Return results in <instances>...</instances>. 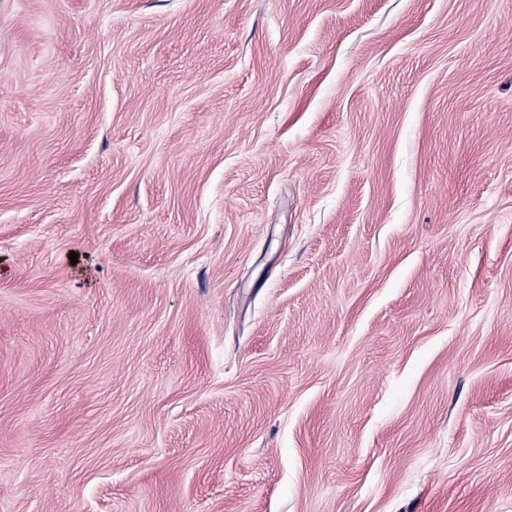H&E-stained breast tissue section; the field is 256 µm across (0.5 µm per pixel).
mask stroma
I'll use <instances>...</instances> for the list:
<instances>
[{"label": "stroma", "instance_id": "35a3bbf8", "mask_svg": "<svg viewBox=\"0 0 512 512\" xmlns=\"http://www.w3.org/2000/svg\"><path fill=\"white\" fill-rule=\"evenodd\" d=\"M0 512H512V0H0Z\"/></svg>", "mask_w": 512, "mask_h": 512}]
</instances>
